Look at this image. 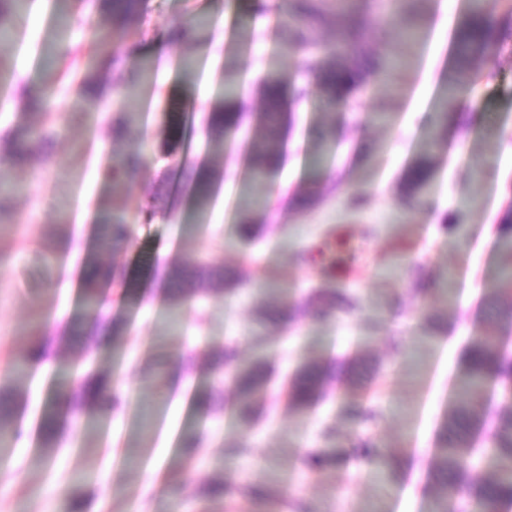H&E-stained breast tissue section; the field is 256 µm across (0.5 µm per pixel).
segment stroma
<instances>
[{
	"instance_id": "1",
	"label": "stroma",
	"mask_w": 512,
	"mask_h": 512,
	"mask_svg": "<svg viewBox=\"0 0 512 512\" xmlns=\"http://www.w3.org/2000/svg\"><path fill=\"white\" fill-rule=\"evenodd\" d=\"M273 2L147 0L144 14L130 19L112 81L122 83L146 59L154 74L136 90L135 134L146 161L125 195L111 197L101 179L126 151L110 136L125 116L110 93L92 102L61 87L45 117L51 160L0 170L16 189L12 219L0 224V246L11 250L0 263V377L22 404L24 429L20 440L0 445V512H70L74 498L84 512H169L173 504L198 512L200 490L216 475L263 485L275 512H289L291 500L308 512H429L433 448L461 353L479 330H496L483 323L482 304L503 263L498 240L512 211V44L473 62L470 77L481 94L464 104L449 93L458 73L442 15L461 17L468 0H316L330 14H361L359 51L390 63L352 94V107L329 108L290 29L270 11ZM37 16L18 25L24 38L12 43L13 73L44 86L54 77L40 51L55 40L50 0ZM178 22L191 35L173 44L167 37ZM229 71L244 83L242 119L232 141L214 143L204 118L222 98ZM268 73L307 94L291 105L277 192L255 217L262 232L231 249L248 159L263 139L259 81ZM421 153L434 175L421 204L405 210L399 186ZM200 165L215 173L213 201L201 211L185 177ZM155 191L168 193L170 212L146 224L140 207ZM353 192L366 199L356 213L346 206ZM106 206L131 234L101 260L124 271L135 289L104 291L105 309L122 328L114 344L72 345L67 322L82 314L81 270L96 212ZM368 224L376 233L363 259L335 280L297 261L328 237L359 241ZM161 253L170 263L198 261L242 279L233 295L198 298L204 323L186 313L173 327L165 274L155 267ZM411 266L419 270L413 279L405 275ZM331 283L355 294L359 308L347 318L315 319L309 297ZM268 291L295 311L293 321L263 320ZM42 339L56 360L13 373L15 356ZM208 344L234 347L244 360L264 358L270 368L275 384L250 425L198 405L197 392L210 382ZM353 350L372 367L370 403L383 413L377 425L350 414L358 391L341 383L311 413L286 407L282 386L300 360ZM91 360L126 395L125 409L100 411L92 429L69 415L59 447L42 449L40 409L57 380L84 378ZM175 367L190 378L183 395L153 387L152 372ZM328 418L336 428L331 441L322 436ZM189 437L205 440L191 458L181 451ZM369 441L393 448L397 479L380 480L360 459ZM241 442L248 454L228 456ZM314 449L336 454V466L307 471L301 459Z\"/></svg>"
}]
</instances>
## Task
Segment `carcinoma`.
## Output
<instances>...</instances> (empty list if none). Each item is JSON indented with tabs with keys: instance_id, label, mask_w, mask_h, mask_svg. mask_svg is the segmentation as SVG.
Here are the masks:
<instances>
[{
	"instance_id": "cac0c4a2",
	"label": "carcinoma",
	"mask_w": 512,
	"mask_h": 512,
	"mask_svg": "<svg viewBox=\"0 0 512 512\" xmlns=\"http://www.w3.org/2000/svg\"><path fill=\"white\" fill-rule=\"evenodd\" d=\"M146 0H95L94 7L102 15V25L88 47L76 46L66 50L58 67V73L51 85L41 93L27 92L21 98L25 109L34 115H43L49 108L50 95L54 86L75 72L74 84L79 94L88 100L102 97L106 86V73L97 69L78 70L80 57L85 49L92 50L106 64L107 68L117 62L114 53V41L118 33L125 30L128 19L143 12ZM28 0H0V32L15 24L18 16V4ZM279 21L293 23L304 21L310 25H320L328 21L326 15L310 3L302 10H288L278 5ZM364 19L360 15H350L338 22L339 40L353 44L361 36ZM512 41V32L501 36L497 28L482 7V0H470L467 12L462 16L455 33V57L458 70L465 74L473 61L481 56H491L503 43ZM312 67L317 72L319 86L326 103L330 106L347 97L356 85L361 73L369 70H383L384 61L358 54L345 61L331 53V59L315 58ZM239 87L233 82L224 84L222 102L215 106L208 116L207 133L214 141H224L231 136L238 117L224 110V103L233 101ZM265 104L260 113L264 129L263 142L253 154L249 172L252 181L263 182L277 173L283 157L282 128L287 118V93L282 80L276 76L266 77L260 86ZM135 114L117 122L111 128L115 140L133 142ZM46 138L36 126L21 125L10 131L3 141L0 161L10 166H25L35 162H48V153L42 145ZM144 156L132 149L123 157L112 161L108 184L112 193L124 190L130 174L136 170ZM434 167L425 157L417 160L406 172L400 194L401 205L410 208L421 202L420 195L433 176ZM212 171L203 166L192 176V194L195 203L205 204L212 193ZM163 198L159 194L146 198L140 208L144 223L153 222L157 215L166 214ZM238 240L250 242L256 235V224L249 215L241 216L237 225ZM130 236V226L114 222L109 216L96 225V240L99 250L108 252L120 246ZM331 244L326 242L318 247L317 254L303 255V261L319 266L321 272L334 276L335 258L327 256ZM115 286L125 291L132 288L131 283L113 268L102 266L94 258L85 262L83 272L84 316L68 326L69 334L81 336L87 331L98 332L106 340L115 338L117 332L112 320L103 315V284ZM224 294L231 289L224 288V272L199 262L183 261L169 267L166 277L165 299L168 307L176 311L195 299L199 292ZM314 303L320 306V313L337 315L348 314L354 308V297L341 288H324L315 296ZM261 309L266 318L280 321L290 313L274 304V298L265 296ZM506 337L479 334L473 337L464 352L460 382L462 391L449 406L443 421L442 430L435 448L437 467L431 485V512H455L459 503L466 499L473 505L475 512H509L512 509V403L504 404L495 417L487 419L483 407L490 392L502 390L503 396L512 397V355L504 348ZM46 358V345L37 341L21 354L16 365L25 368L40 364ZM212 372L221 374L224 368H233L231 398L224 403V410L237 420L248 424L257 413V396L269 384L271 374L260 361L238 362L237 352L233 348L211 350ZM332 371L322 359L307 357L295 370L286 392V405L298 412L314 408L331 386ZM109 397V406L118 408L120 399L112 391L109 381L102 375L87 379L79 393L60 395V399L49 404L40 424L42 447H56L63 418L72 411L73 405L81 408V413L91 415L102 397ZM351 411L363 422H374L380 417L377 408L371 405L350 404ZM23 435L21 411L8 389L0 395V442L5 439L18 440ZM488 436L490 452L496 460L494 472L485 479L476 480L473 457V443ZM368 461L382 468L385 477L395 472L394 453L374 445L364 449ZM305 468L310 472L321 471L336 464V456L315 450L303 459ZM248 495L257 500L266 499L264 489L258 485L233 487L222 478L209 480L203 489L201 498L207 501L224 500L229 504L236 493Z\"/></svg>"
}]
</instances>
